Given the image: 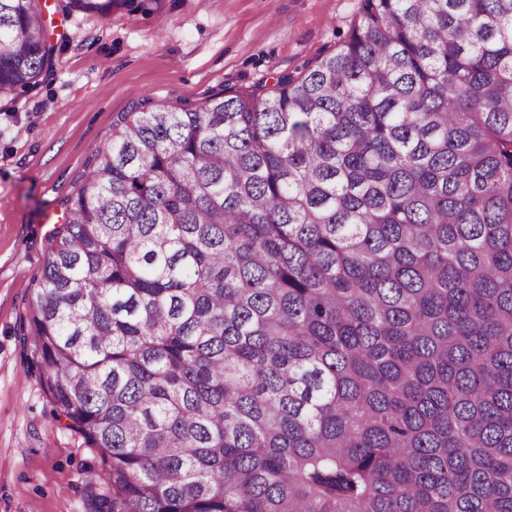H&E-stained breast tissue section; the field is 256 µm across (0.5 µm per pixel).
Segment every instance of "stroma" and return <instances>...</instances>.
Wrapping results in <instances>:
<instances>
[{"mask_svg": "<svg viewBox=\"0 0 512 512\" xmlns=\"http://www.w3.org/2000/svg\"><path fill=\"white\" fill-rule=\"evenodd\" d=\"M360 0H159L109 17L44 0L50 77L0 92V512H86L101 472L57 425L19 341V315L94 149L139 96L199 105L304 72L345 39Z\"/></svg>", "mask_w": 512, "mask_h": 512, "instance_id": "35a3bbf8", "label": "stroma"}]
</instances>
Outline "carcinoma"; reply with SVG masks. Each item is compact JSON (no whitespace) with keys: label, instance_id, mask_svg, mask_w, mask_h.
Listing matches in <instances>:
<instances>
[{"label":"carcinoma","instance_id":"cac0c4a2","mask_svg":"<svg viewBox=\"0 0 512 512\" xmlns=\"http://www.w3.org/2000/svg\"><path fill=\"white\" fill-rule=\"evenodd\" d=\"M42 13L0 0V91ZM19 332L88 512H512V0H360L300 75L142 99Z\"/></svg>","mask_w":512,"mask_h":512}]
</instances>
